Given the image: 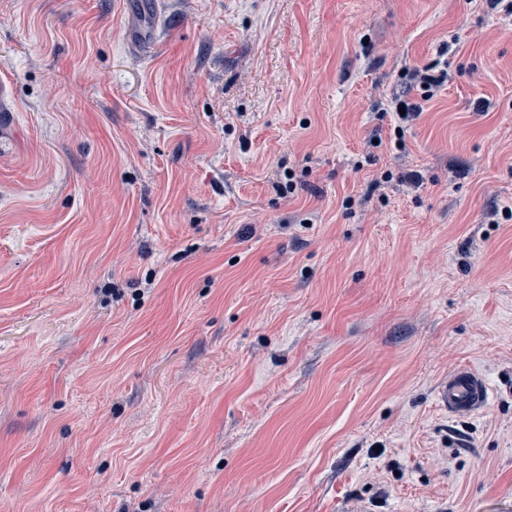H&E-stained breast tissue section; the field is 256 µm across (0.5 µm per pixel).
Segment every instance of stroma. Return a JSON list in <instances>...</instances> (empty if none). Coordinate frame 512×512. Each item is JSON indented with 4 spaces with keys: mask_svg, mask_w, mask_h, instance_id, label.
<instances>
[{
    "mask_svg": "<svg viewBox=\"0 0 512 512\" xmlns=\"http://www.w3.org/2000/svg\"><path fill=\"white\" fill-rule=\"evenodd\" d=\"M2 83L0 512H512V17L0 0ZM437 64H430L424 66L422 69L416 68L405 74L407 78V84L411 88L415 86L422 91L421 98L425 101L431 99L434 92L439 88L445 81L447 72L443 69L436 71ZM405 108V113L400 114L399 109ZM422 112V108L417 103H409L405 100H395L393 102V113L395 126H394V137L395 145L401 146L402 135L404 134V128L413 120L418 118ZM488 399V386L474 368L461 367L449 374L436 390V400L449 415H471L481 409Z\"/></svg>",
    "mask_w": 512,
    "mask_h": 512,
    "instance_id": "obj_1",
    "label": "stroma"
}]
</instances>
